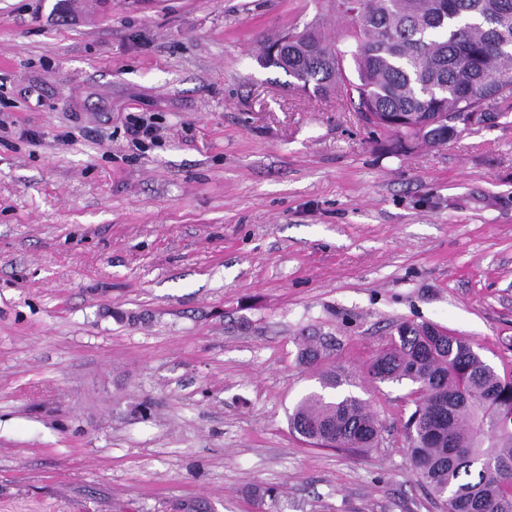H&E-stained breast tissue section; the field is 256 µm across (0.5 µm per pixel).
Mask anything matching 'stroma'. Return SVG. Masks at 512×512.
Listing matches in <instances>:
<instances>
[{
	"label": "stroma",
	"mask_w": 512,
	"mask_h": 512,
	"mask_svg": "<svg viewBox=\"0 0 512 512\" xmlns=\"http://www.w3.org/2000/svg\"><path fill=\"white\" fill-rule=\"evenodd\" d=\"M310 25L348 29L329 0H0V512H258L256 484L440 512L412 384L365 368L430 322L512 376V105L395 150L261 64ZM314 330L379 415L367 453L288 427Z\"/></svg>",
	"instance_id": "stroma-1"
}]
</instances>
